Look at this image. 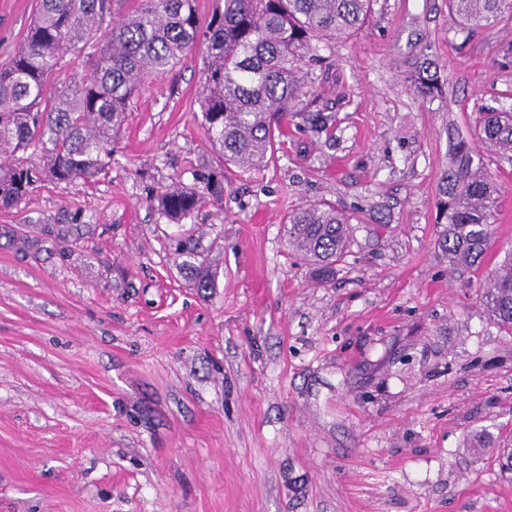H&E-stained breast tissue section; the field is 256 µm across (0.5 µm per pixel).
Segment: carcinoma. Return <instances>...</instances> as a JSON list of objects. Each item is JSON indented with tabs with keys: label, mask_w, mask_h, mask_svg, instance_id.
<instances>
[{
	"label": "carcinoma",
	"mask_w": 512,
	"mask_h": 512,
	"mask_svg": "<svg viewBox=\"0 0 512 512\" xmlns=\"http://www.w3.org/2000/svg\"><path fill=\"white\" fill-rule=\"evenodd\" d=\"M374 0H224V10L202 23L196 0H138L118 18L112 0H38L24 42L0 66V208L26 198L44 178L93 180L112 166L114 138L137 87L198 52L204 81L201 124L224 161L249 171L271 157L273 124L288 121L300 93V65L361 29ZM466 26L512 18V0H448ZM70 72L64 81L62 71ZM472 140H460L440 178V246L457 267L479 269L492 246L499 185L472 143L512 162V111L477 107ZM42 166L18 157L29 147ZM203 187L171 185L154 197L179 224L203 203L221 197L210 174ZM351 218L332 205L301 207L288 216V248L329 280L347 249ZM175 252L194 271L195 287H214L201 239L174 238ZM485 306L512 326V252L480 284ZM500 469L512 474V445L491 447Z\"/></svg>",
	"instance_id": "obj_1"
}]
</instances>
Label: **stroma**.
I'll return each instance as SVG.
<instances>
[{"label":"stroma","mask_w":512,"mask_h":512,"mask_svg":"<svg viewBox=\"0 0 512 512\" xmlns=\"http://www.w3.org/2000/svg\"><path fill=\"white\" fill-rule=\"evenodd\" d=\"M35 9L0 0V65ZM301 76L263 168L212 148L191 53L133 96L105 178L0 209V512H512L487 452L512 442V328L478 288L512 249V164L481 153L500 204L479 270L449 263L436 222L477 105L512 110V19L376 0ZM206 168L221 199L179 224L152 206ZM308 204L351 218L324 284L284 238ZM185 230L214 288L169 249Z\"/></svg>","instance_id":"1"}]
</instances>
